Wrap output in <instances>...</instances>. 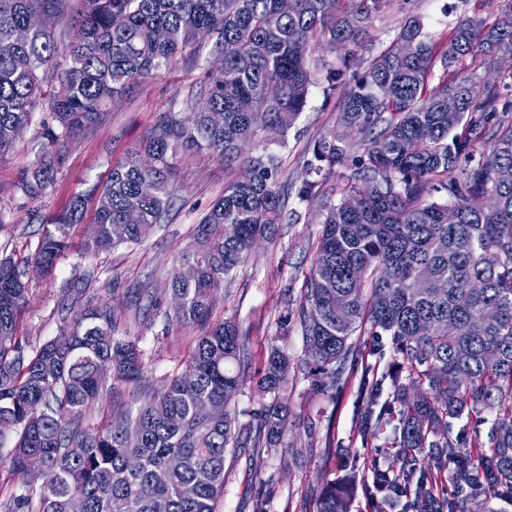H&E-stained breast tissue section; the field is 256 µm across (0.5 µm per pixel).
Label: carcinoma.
<instances>
[{"label": "carcinoma", "instance_id": "obj_1", "mask_svg": "<svg viewBox=\"0 0 512 512\" xmlns=\"http://www.w3.org/2000/svg\"><path fill=\"white\" fill-rule=\"evenodd\" d=\"M0 0V156L8 154L48 101L56 125L43 132L40 155L20 191L40 197L80 133L103 124L108 106L143 79L181 59L206 58L200 91L184 109L166 112L144 135L136 159L112 162L103 187L75 194L43 225L36 272L49 274L69 247L86 201L95 216L84 235L88 254L137 244L167 221L177 162L207 152L242 175L196 224L193 240L172 270L168 292L181 305L165 319L203 325L215 286L235 271L258 242L271 240L288 198L271 155L247 147L266 130L288 133L307 105L309 56L322 43L343 52L342 67L326 73L336 88L381 0ZM50 15L55 27L34 20ZM73 34L60 48L56 28ZM408 43L401 56L396 44ZM512 56V27L501 17L476 16L445 38L428 39L421 23L406 22L394 40L362 63L339 97L336 129L314 157L330 165L352 157L361 183L339 203L321 205L317 256L298 317L307 364L325 390L342 380L356 355L352 337L392 338L423 378L414 390L393 380L401 409L368 410V421H398V474L378 469L372 481L350 468L321 488L316 512H349L360 493L386 492L398 503L420 495L426 512H470V491L512 497V179L481 164L462 167L478 143H489L498 166L512 171V122L498 112L495 85L452 78L477 54ZM459 112L448 119V98ZM224 113L216 125L210 114ZM462 169L461 176L448 173ZM445 192L448 202L431 201ZM458 214L448 223V208ZM139 216L126 223L127 214ZM194 263L199 274L183 277ZM14 255L0 251V427L17 433L0 462L22 491L0 501V512H215L224 492L227 452L239 447L230 409L239 389L242 337L224 321L205 328L181 374L167 379L135 410L112 416L101 429L85 426L97 402H112V381L141 380L138 345L114 336L112 307L71 311L61 336L28 353L18 335L27 286ZM288 352L271 351L260 387L276 394L288 380ZM495 413L490 447L448 420ZM288 406L275 399L255 430V447L274 446L288 429ZM135 433L131 441L129 433ZM81 448L78 456L68 449ZM41 459L38 494L30 493L27 461ZM452 469L455 494L444 495L442 472Z\"/></svg>", "mask_w": 512, "mask_h": 512}]
</instances>
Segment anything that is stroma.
I'll return each mask as SVG.
<instances>
[{
	"instance_id": "obj_1",
	"label": "stroma",
	"mask_w": 512,
	"mask_h": 512,
	"mask_svg": "<svg viewBox=\"0 0 512 512\" xmlns=\"http://www.w3.org/2000/svg\"><path fill=\"white\" fill-rule=\"evenodd\" d=\"M497 8L496 0H385L354 53L360 58L376 54L411 18L421 22L427 37L439 39L460 22ZM339 65V52L320 49L312 65L316 83L296 125L284 136L262 135L249 148L253 155L278 158L279 181L288 188V202L274 239L259 245L225 278L210 315L214 323L234 319L244 345L243 384L231 403L242 431V446L226 456L224 495L217 512H253L259 500L265 512H315V499L323 482L333 479L336 467L367 468L376 462L387 469L393 463L388 450L396 443L394 427L365 426L362 390L369 366L381 376L392 371L408 378L410 368L397 354L391 337L358 336L359 356L349 362L336 390L326 391L305 363L297 317L319 244V206L325 201L339 202L344 189L354 182V168L348 163L325 164L317 173L310 170L315 145L336 125L339 93L328 89L324 74ZM203 68V62L182 60L131 89L112 105L104 125L74 139L55 185L40 198L31 199L17 184L37 157L43 125L53 121L47 107L38 108L13 152L0 158V248L17 259L29 258L38 242L42 217L59 213L73 193L104 184L112 160L127 158L163 113L179 110L187 95L199 90ZM473 74L497 84L498 116L511 119L512 70L500 69L490 57L480 55L468 61L456 77L462 80ZM239 173L238 167L207 153L187 158L178 165L176 201L167 224L155 228L140 243L86 258L79 253L84 227L76 225L71 247L54 275L27 274L28 302L19 333L30 348L59 336L77 295L96 304L110 303L116 336L139 345L144 367L141 381L113 382L111 405L97 403L87 411L89 428L103 426L110 410L139 406L144 393L157 390L164 380L184 370L202 326L150 317L149 306L162 299L171 270L189 246L204 212ZM308 181L315 182V194L300 198L299 191ZM275 346L288 350L292 357L288 386L277 397L287 403L291 421L282 442L260 457L254 448L255 427L263 408L275 397L259 391L258 383ZM292 448L299 451L301 463L289 468L284 459Z\"/></svg>"
}]
</instances>
